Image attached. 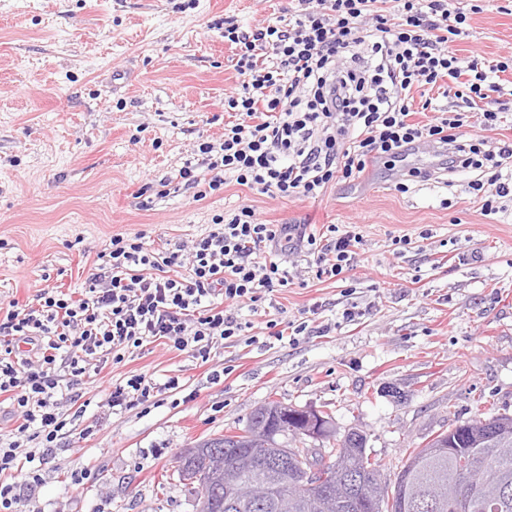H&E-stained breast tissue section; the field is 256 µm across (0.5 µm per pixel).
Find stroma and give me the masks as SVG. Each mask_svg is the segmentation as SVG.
Returning <instances> with one entry per match:
<instances>
[{
	"mask_svg": "<svg viewBox=\"0 0 512 512\" xmlns=\"http://www.w3.org/2000/svg\"><path fill=\"white\" fill-rule=\"evenodd\" d=\"M511 0H484L463 50L497 59L512 46ZM296 0H0V304L37 306L55 288L80 291L113 235L142 234L178 251L213 230L214 215L252 207L269 224L355 225L344 278L298 277L258 308L235 307L253 342H219L214 366L164 341L101 374L79 377L60 411L85 440H60L36 461L42 482L17 512H197L201 489L175 462L200 441L245 428L269 400L328 411L337 436L358 429L394 484L407 448L455 422L512 416V197L497 214L466 193L470 172L396 189L431 169L433 148L396 167L375 163L316 199H274L230 182L194 200L157 196L198 142L221 143L224 93L240 88L226 23L248 27ZM409 245H399V237ZM316 307L298 339L264 336ZM229 375L214 376V369ZM133 374L181 390L112 412V386ZM94 472L76 485L73 473Z\"/></svg>",
	"mask_w": 512,
	"mask_h": 512,
	"instance_id": "stroma-1",
	"label": "stroma"
}]
</instances>
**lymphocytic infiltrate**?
Returning <instances> with one entry per match:
<instances>
[{"label": "lymphocytic infiltrate", "instance_id": "lymphocytic-infiltrate-1", "mask_svg": "<svg viewBox=\"0 0 512 512\" xmlns=\"http://www.w3.org/2000/svg\"><path fill=\"white\" fill-rule=\"evenodd\" d=\"M289 18L265 20L224 36L235 46L240 91L224 95V140L200 143L208 155L203 178L184 163L177 180L193 188L221 190L227 181L272 198L318 197L329 185L359 178L369 162H399L404 148L448 147V169L475 171L469 192L484 194L485 212L512 194V142L487 149L506 103L489 107L504 88L497 76L512 69V50L489 61L460 56L469 18L454 0H297ZM461 99L466 109L434 108L429 92ZM433 109L425 123L411 119L415 93ZM214 228L192 240L185 253L146 246L141 236L113 235L101 270L79 297L45 291L39 307L0 314V395L18 416L17 438L0 440V512L41 483L38 470L12 480L23 441L40 440L51 455L67 433L58 394L106 363L150 340H167L199 364L213 362L220 341L243 340L248 323L234 306L258 307L276 289L292 285L293 253L315 254L316 278H334L353 267L355 230L327 225L325 237L303 224H267L248 206L213 218ZM188 266V277L169 275ZM36 347L17 359L19 343ZM179 388L178 378L157 384L130 376L112 388L113 411L129 410Z\"/></svg>", "mask_w": 512, "mask_h": 512}]
</instances>
